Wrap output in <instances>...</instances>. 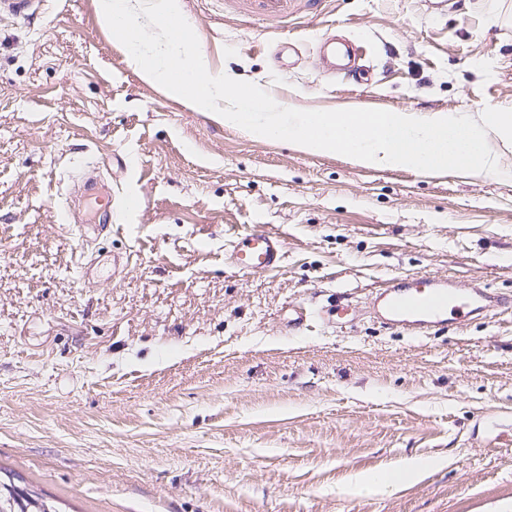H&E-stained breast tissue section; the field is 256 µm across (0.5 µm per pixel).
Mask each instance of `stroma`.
Segmentation results:
<instances>
[{"instance_id": "35a3bbf8", "label": "stroma", "mask_w": 512, "mask_h": 512, "mask_svg": "<svg viewBox=\"0 0 512 512\" xmlns=\"http://www.w3.org/2000/svg\"><path fill=\"white\" fill-rule=\"evenodd\" d=\"M211 69L281 106L512 109V0H179ZM112 190L82 248L72 175ZM141 197L124 212L122 196ZM255 226L283 267L224 261ZM512 295V180L256 140L144 83L96 0L0 14V473L61 512H512V311L425 336L289 327L396 275ZM430 467L375 496L352 476Z\"/></svg>"}]
</instances>
